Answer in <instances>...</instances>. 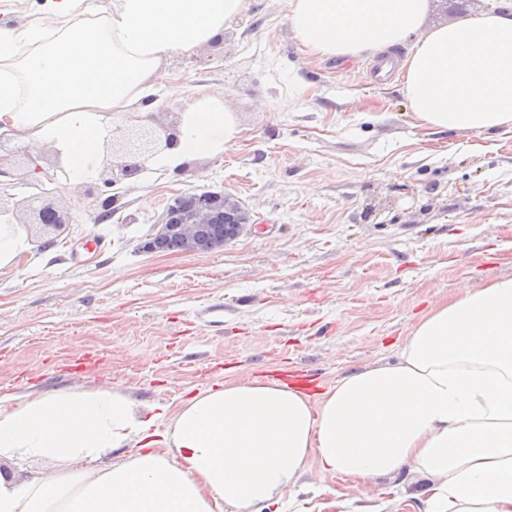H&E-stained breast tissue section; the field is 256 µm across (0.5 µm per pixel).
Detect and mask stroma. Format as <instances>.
I'll return each mask as SVG.
<instances>
[{
	"label": "stroma",
	"instance_id": "1",
	"mask_svg": "<svg viewBox=\"0 0 512 512\" xmlns=\"http://www.w3.org/2000/svg\"><path fill=\"white\" fill-rule=\"evenodd\" d=\"M288 0H249L224 39L169 60L153 93L157 127L178 126L198 93L236 114L239 141L178 169L146 163L113 180L117 158L62 193L53 150L0 137V199L49 200L71 224L0 273V396L110 388L138 407L177 406L210 386L283 369L318 374L392 364L432 305L512 276V129L419 124L401 77L371 85V56L309 55ZM220 192L250 221L209 252L142 244L167 206ZM116 198L111 220L101 202ZM409 470L353 482L310 464L283 512H426Z\"/></svg>",
	"mask_w": 512,
	"mask_h": 512
}]
</instances>
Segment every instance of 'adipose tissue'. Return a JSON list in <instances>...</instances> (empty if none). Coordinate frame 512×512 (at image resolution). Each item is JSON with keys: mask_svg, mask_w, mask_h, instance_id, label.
<instances>
[{"mask_svg": "<svg viewBox=\"0 0 512 512\" xmlns=\"http://www.w3.org/2000/svg\"><path fill=\"white\" fill-rule=\"evenodd\" d=\"M246 0H43L0 26V136L52 146L81 182L113 118L168 81L166 61L222 38ZM429 0H289L287 22L320 59L410 44L403 90L438 130L512 127V9L426 28ZM240 134L201 93L158 158L223 154ZM130 461L102 465L112 449ZM352 481L412 467L427 512H512V277L436 304L391 365L355 369L318 402L273 381L198 391L142 414L118 391L59 390L0 405V512H279L310 462ZM51 463L19 477V463Z\"/></svg>", "mask_w": 512, "mask_h": 512, "instance_id": "ef3b65f1", "label": "adipose tissue"}]
</instances>
